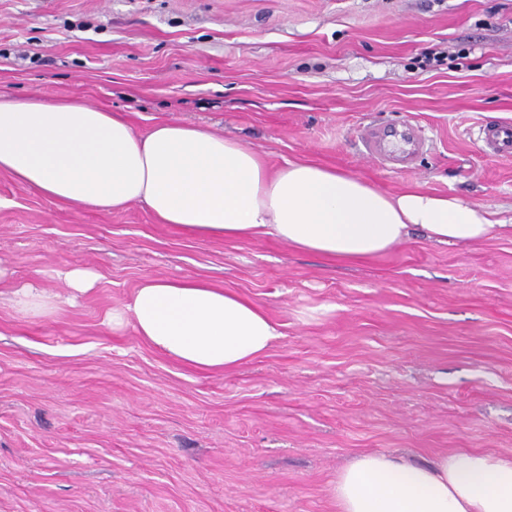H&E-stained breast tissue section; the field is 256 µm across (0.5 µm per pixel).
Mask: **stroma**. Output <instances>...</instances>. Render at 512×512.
Returning <instances> with one entry per match:
<instances>
[{"instance_id": "35a3bbf8", "label": "stroma", "mask_w": 512, "mask_h": 512, "mask_svg": "<svg viewBox=\"0 0 512 512\" xmlns=\"http://www.w3.org/2000/svg\"><path fill=\"white\" fill-rule=\"evenodd\" d=\"M0 94L115 112L140 133L202 124L273 169L312 161L512 218V0H0ZM418 125L411 170L367 160V124ZM0 264L52 293L43 320L0 284V512H336L366 452L426 464L512 455V234L411 233L360 261L270 236L203 238L140 204L81 209L0 172ZM148 277L197 278L262 308L280 337L212 373L105 322ZM485 148L496 156H512V124L488 123L480 130ZM53 276L67 288V299L87 293L99 280L98 272L86 266H62L53 270Z\"/></svg>"}]
</instances>
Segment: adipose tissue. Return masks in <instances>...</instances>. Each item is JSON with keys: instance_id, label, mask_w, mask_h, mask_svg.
<instances>
[{"instance_id": "adipose-tissue-1", "label": "adipose tissue", "mask_w": 512, "mask_h": 512, "mask_svg": "<svg viewBox=\"0 0 512 512\" xmlns=\"http://www.w3.org/2000/svg\"><path fill=\"white\" fill-rule=\"evenodd\" d=\"M0 171L81 208L144 204L161 223L203 237L269 235L336 260L366 258L421 228L439 243H470L498 224L481 206L420 190L390 196L310 162L272 172L239 142L174 121L138 133L119 116L68 98L0 95ZM13 307L39 319L61 300L18 285ZM193 367L223 372L266 354L280 333L257 305L196 279L148 278L106 315ZM337 512H512V456L454 450L419 466L363 453L330 483Z\"/></svg>"}]
</instances>
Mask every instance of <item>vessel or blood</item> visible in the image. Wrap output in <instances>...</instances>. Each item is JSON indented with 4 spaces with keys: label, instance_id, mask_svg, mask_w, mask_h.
Masks as SVG:
<instances>
[{
    "label": "vessel or blood",
    "instance_id": "b4317fda",
    "mask_svg": "<svg viewBox=\"0 0 512 512\" xmlns=\"http://www.w3.org/2000/svg\"><path fill=\"white\" fill-rule=\"evenodd\" d=\"M485 148L497 156H512V124L488 123L480 130ZM362 144L369 156L382 166L394 170L412 168L416 158L422 153L425 141L418 127L405 124L400 133L390 128L374 125L364 126L361 133Z\"/></svg>",
    "mask_w": 512,
    "mask_h": 512
}]
</instances>
